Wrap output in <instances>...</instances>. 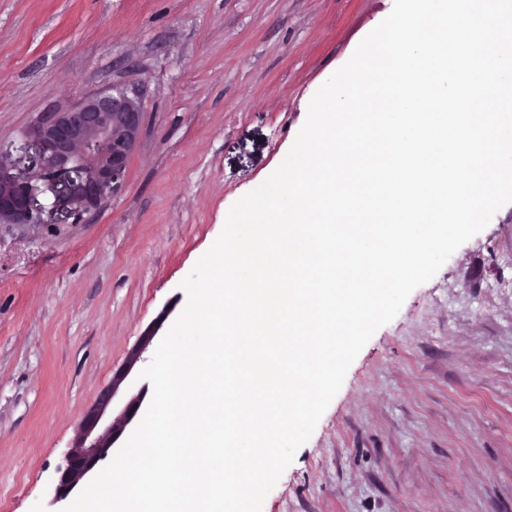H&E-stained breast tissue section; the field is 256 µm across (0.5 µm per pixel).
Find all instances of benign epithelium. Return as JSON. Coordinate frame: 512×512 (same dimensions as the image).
Returning <instances> with one entry per match:
<instances>
[{
  "label": "benign epithelium",
  "mask_w": 512,
  "mask_h": 512,
  "mask_svg": "<svg viewBox=\"0 0 512 512\" xmlns=\"http://www.w3.org/2000/svg\"><path fill=\"white\" fill-rule=\"evenodd\" d=\"M143 131L144 112L134 86L46 113L27 132L37 151V171L17 173L16 162L0 152V223H42L39 196L47 191L54 197L52 207L69 204L78 219L97 212L122 189ZM152 340L141 338L85 413L66 457L57 498L66 497L108 456L142 406L146 392L141 388L131 394L130 374Z\"/></svg>",
  "instance_id": "7a95c632"
}]
</instances>
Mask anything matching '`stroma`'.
<instances>
[{"label":"stroma","instance_id":"obj_1","mask_svg":"<svg viewBox=\"0 0 512 512\" xmlns=\"http://www.w3.org/2000/svg\"><path fill=\"white\" fill-rule=\"evenodd\" d=\"M394 0H0V149L46 112L138 87L125 185L81 221L0 224V512H63L77 428L232 205ZM262 512H512V203L380 327Z\"/></svg>","mask_w":512,"mask_h":512}]
</instances>
